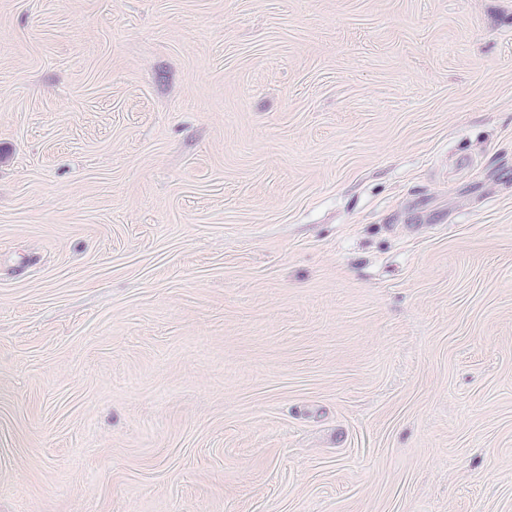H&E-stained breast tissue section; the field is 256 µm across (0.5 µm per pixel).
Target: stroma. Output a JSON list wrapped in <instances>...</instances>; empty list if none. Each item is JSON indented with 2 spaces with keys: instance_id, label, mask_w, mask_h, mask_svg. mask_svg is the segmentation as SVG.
Returning a JSON list of instances; mask_svg holds the SVG:
<instances>
[{
  "instance_id": "1",
  "label": "stroma",
  "mask_w": 512,
  "mask_h": 512,
  "mask_svg": "<svg viewBox=\"0 0 512 512\" xmlns=\"http://www.w3.org/2000/svg\"><path fill=\"white\" fill-rule=\"evenodd\" d=\"M0 512H512V0H0Z\"/></svg>"
}]
</instances>
